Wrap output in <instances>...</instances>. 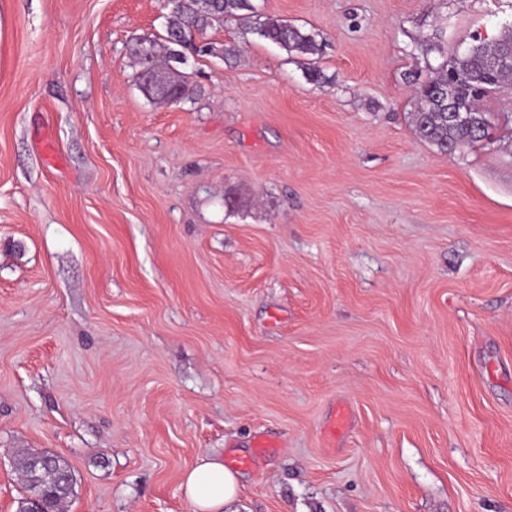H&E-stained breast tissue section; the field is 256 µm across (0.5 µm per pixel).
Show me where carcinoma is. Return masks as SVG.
<instances>
[{"instance_id": "cac0c4a2", "label": "carcinoma", "mask_w": 512, "mask_h": 512, "mask_svg": "<svg viewBox=\"0 0 512 512\" xmlns=\"http://www.w3.org/2000/svg\"><path fill=\"white\" fill-rule=\"evenodd\" d=\"M164 9L168 14L161 41L138 42L131 50L140 67L136 73L137 85L152 100L177 103L191 96L193 90L181 70L187 64L185 50L193 46L195 37L205 35L220 22L236 21L243 33L254 34L290 54L305 57L307 81L319 84L323 80L319 68L322 44L316 34L260 13L254 0H166ZM511 48V35L502 42H486L476 37L468 50L440 63L433 76L423 79L417 70L404 73L405 81L414 86L420 102L413 113L414 133L442 152L474 144L489 134L491 117L482 108V101L501 83L512 79V67L489 70L485 62L490 56L504 54ZM152 67L165 72V84L145 83L144 76ZM450 82L455 87L456 105L469 115V120L462 124L448 121L445 102L438 96ZM39 462L42 466L37 470L38 478L34 479L32 467ZM16 467L24 475L23 499L34 496L44 512H62L74 491L72 487L62 488L64 477L71 473L64 458L23 450L18 454Z\"/></svg>"}]
</instances>
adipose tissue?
<instances>
[{"mask_svg": "<svg viewBox=\"0 0 512 512\" xmlns=\"http://www.w3.org/2000/svg\"><path fill=\"white\" fill-rule=\"evenodd\" d=\"M182 486L193 512H220L236 495L239 478L223 462L206 456L184 474Z\"/></svg>", "mask_w": 512, "mask_h": 512, "instance_id": "1", "label": "adipose tissue"}]
</instances>
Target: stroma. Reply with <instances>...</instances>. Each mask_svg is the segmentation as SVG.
I'll return each instance as SVG.
<instances>
[{
  "label": "stroma",
  "mask_w": 512,
  "mask_h": 512,
  "mask_svg": "<svg viewBox=\"0 0 512 512\" xmlns=\"http://www.w3.org/2000/svg\"><path fill=\"white\" fill-rule=\"evenodd\" d=\"M255 3L324 84L232 22L155 103L163 0H0V512L23 448L64 512H192L207 455L251 461L226 512H512V85L444 153L403 78L512 0ZM39 462L43 464L36 472L39 477L31 479L32 467ZM16 467L22 476L24 475V490L26 494L29 493L28 495L23 494V497L19 499L20 501L35 496L44 508V512H62L63 506L71 498L74 491V482L68 490L63 483L64 477L71 474L69 464L64 458L49 454V452L23 450L18 454ZM62 485L64 490L61 488ZM36 498H34L31 506L26 509L27 512H38L40 510L35 506Z\"/></svg>",
  "instance_id": "stroma-1"
}]
</instances>
